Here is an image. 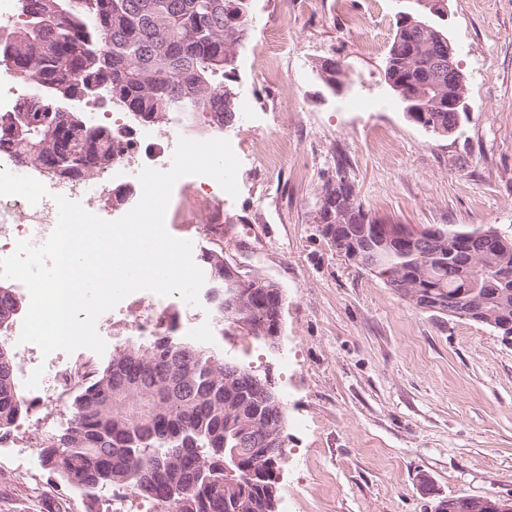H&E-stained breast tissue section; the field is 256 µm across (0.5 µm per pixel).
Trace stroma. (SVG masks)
Instances as JSON below:
<instances>
[{"label":"stroma","mask_w":512,"mask_h":512,"mask_svg":"<svg viewBox=\"0 0 512 512\" xmlns=\"http://www.w3.org/2000/svg\"><path fill=\"white\" fill-rule=\"evenodd\" d=\"M406 0H250L253 27L235 89L260 114L250 127L225 129L241 162L237 197L224 215L247 217L248 242L234 231L224 257L245 275L282 287L278 347L236 331L200 341L216 358L271 376L287 398L278 465L277 512H426L421 477L438 495L512 496V342L463 317L425 312L386 280L349 263L316 230L324 184L344 172L359 202L390 224L472 230L488 225L512 238V0H448L443 22L463 73L469 110L447 136L405 116L384 79L396 14ZM372 18L364 53L349 14ZM280 31L289 92L264 79L259 48ZM346 68L341 91L321 65ZM353 98L372 109L344 110ZM270 140L288 160L257 161ZM187 179L175 183L170 235L201 256L212 215L191 210ZM15 431L37 440L42 426H66L69 402L47 410L37 398ZM306 428L294 426V418ZM0 512H85L83 496L39 478L0 480Z\"/></svg>","instance_id":"35a3bbf8"}]
</instances>
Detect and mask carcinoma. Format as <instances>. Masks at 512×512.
Here are the masks:
<instances>
[{
	"mask_svg": "<svg viewBox=\"0 0 512 512\" xmlns=\"http://www.w3.org/2000/svg\"><path fill=\"white\" fill-rule=\"evenodd\" d=\"M21 26L0 41V63L33 87L12 111L0 113V154L23 167L80 162L92 178L112 162V127L88 124L71 105H117L144 122L162 123L180 112L222 130L239 112L233 86L238 54L249 39V0H20ZM432 28L396 24L387 54L386 82L402 105L414 99L429 108V120L452 127L448 70L440 69L445 46ZM365 210L339 175L323 186L318 214ZM487 225L480 239L487 251L458 252L448 268L429 274V284L447 295L472 287L455 276L470 265L484 281L497 277L508 291L505 315L481 320L492 328L512 322V241L501 242ZM216 283H224V255L202 256ZM388 283H414L419 269L390 259L379 269ZM235 287L250 304V324L259 327L276 312L279 285L260 274L237 275ZM19 298L0 288V327L18 314ZM0 361V430L24 411L14 382V360L3 347ZM285 421V407L270 406L252 388L243 369L224 375V363L206 349L163 329L96 369L81 383L71 418L42 448L44 467L80 491L87 512H109L100 492L127 487L154 512H265V488L283 454L282 441L267 430ZM243 449L235 478L224 477V449Z\"/></svg>",
	"mask_w": 512,
	"mask_h": 512,
	"instance_id": "1",
	"label": "carcinoma"
}]
</instances>
